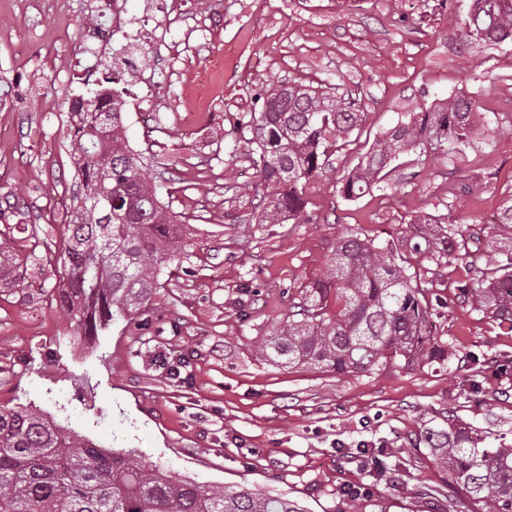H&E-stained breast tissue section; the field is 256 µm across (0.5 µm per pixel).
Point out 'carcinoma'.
I'll use <instances>...</instances> for the list:
<instances>
[{
	"mask_svg": "<svg viewBox=\"0 0 512 512\" xmlns=\"http://www.w3.org/2000/svg\"><path fill=\"white\" fill-rule=\"evenodd\" d=\"M468 35L493 44L512 41V0H472ZM257 112L237 123L258 174L260 224H302L307 184L323 173L329 152L358 129L352 96L318 88L271 86ZM110 91L72 101L71 157L80 192L66 224L60 308L91 343L117 319L148 315L155 271L184 253L177 216L160 201L144 160L129 146L121 108ZM105 108L102 127L92 109ZM483 127L476 102L460 94L413 113L387 130L341 182L354 200L383 178L404 153H460ZM453 225L434 238L412 235L404 249L358 236L339 239L326 280L300 290L288 324L273 330L265 350L290 364L359 373L389 366L415 369L448 364L453 353L428 331L440 299H429L411 273L413 260L438 261L465 248ZM469 304L512 331V247L479 270L477 287L458 288ZM336 303L331 312L330 302ZM422 440L455 490L481 512H512V448H489L482 432L453 415L423 431ZM0 512H307L297 501L244 487L221 491L175 479L133 454L81 441L42 413L0 408Z\"/></svg>",
	"mask_w": 512,
	"mask_h": 512,
	"instance_id": "carcinoma-1",
	"label": "carcinoma"
}]
</instances>
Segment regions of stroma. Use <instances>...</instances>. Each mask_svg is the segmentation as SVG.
<instances>
[{"label": "stroma", "mask_w": 512, "mask_h": 512, "mask_svg": "<svg viewBox=\"0 0 512 512\" xmlns=\"http://www.w3.org/2000/svg\"><path fill=\"white\" fill-rule=\"evenodd\" d=\"M470 3L183 0L190 36L143 43L144 83L113 84L112 60L91 61L85 44L112 0H0V230L17 255L0 280V407L40 409L178 479L281 495L307 512H347L340 492L357 486L369 492L363 512H468L421 433L453 415L485 428L490 447H512V384L494 375L512 360V332L456 300L472 267L507 245L498 220L512 201V43L471 40ZM182 38L161 80L163 43ZM332 83L356 95L359 129L308 184V223H258L238 117L259 109L263 87ZM104 85L129 105V144L188 247L158 275L149 330L120 319L89 344L54 297L75 182L70 103ZM150 90L160 112L133 111ZM460 93L487 119L463 152L401 156L362 197L341 195L339 180L384 132ZM189 110L203 118L192 134ZM423 216L473 237L468 254L413 265L443 302L432 332L453 353L447 368L340 374L263 353L341 237L401 245ZM244 286L256 291L245 321Z\"/></svg>", "instance_id": "stroma-1"}]
</instances>
